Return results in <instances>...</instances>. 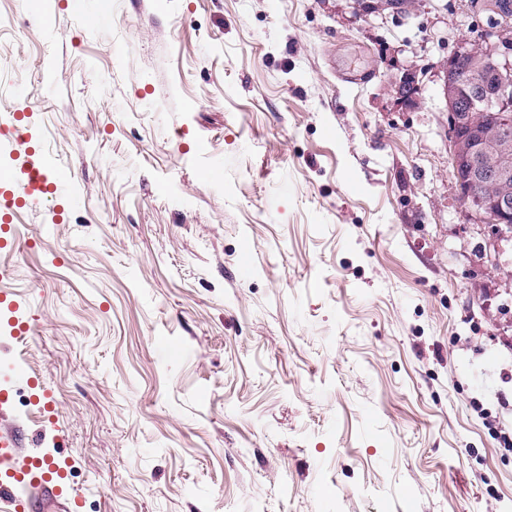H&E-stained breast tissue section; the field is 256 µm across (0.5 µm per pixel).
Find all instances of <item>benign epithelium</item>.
<instances>
[{
    "instance_id": "1",
    "label": "benign epithelium",
    "mask_w": 512,
    "mask_h": 512,
    "mask_svg": "<svg viewBox=\"0 0 512 512\" xmlns=\"http://www.w3.org/2000/svg\"><path fill=\"white\" fill-rule=\"evenodd\" d=\"M412 0H354L357 15L408 14ZM476 10L496 12V24L482 41L462 47L440 66L448 110L450 176L461 204L480 222L512 232V168L502 158L512 153V139L475 119L479 106L512 112V4L476 0ZM405 106L417 104L415 77L396 87Z\"/></svg>"
}]
</instances>
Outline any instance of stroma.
Returning a JSON list of instances; mask_svg holds the SVG:
<instances>
[{
    "mask_svg": "<svg viewBox=\"0 0 512 512\" xmlns=\"http://www.w3.org/2000/svg\"><path fill=\"white\" fill-rule=\"evenodd\" d=\"M110 7L0 0V174L68 177L0 248L19 460L79 512H512V241L457 198L439 74L484 20Z\"/></svg>",
    "mask_w": 512,
    "mask_h": 512,
    "instance_id": "obj_1",
    "label": "stroma"
}]
</instances>
